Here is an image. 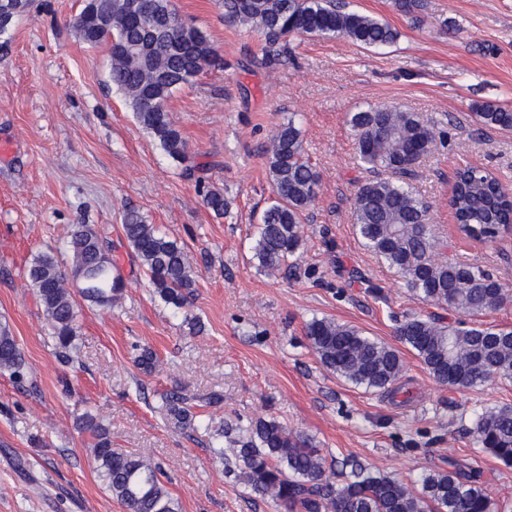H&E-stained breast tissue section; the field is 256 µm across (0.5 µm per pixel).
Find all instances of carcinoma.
<instances>
[{
  "label": "carcinoma",
  "instance_id": "cac0c4a2",
  "mask_svg": "<svg viewBox=\"0 0 512 512\" xmlns=\"http://www.w3.org/2000/svg\"><path fill=\"white\" fill-rule=\"evenodd\" d=\"M136 2L82 0L73 27L87 46L107 47L110 81L136 122L170 159L184 164L188 144L172 119L170 101L204 70L224 68V58L195 24L180 18L176 27H165L167 17L179 18L174 0H148V13L140 17L132 10ZM222 6L234 22L262 34L261 64L266 67L277 65L297 37H345L366 48L388 46L398 38L389 24L348 9L343 0H222ZM473 116L486 128L512 131L511 108L476 104ZM350 124L357 163L368 173L352 203L363 246L420 300L461 316L453 323L411 316L396 327V339L436 382L450 388L512 382V327L478 320L501 308L512 291L480 265L449 260L447 244L431 228L430 205L406 186L420 153H429L434 145V131L413 112L381 105L352 113ZM267 153L275 199L260 217L253 251L262 269L274 271L300 247L302 216L315 201L318 174L292 118L276 128ZM198 192L207 209L224 216V193L202 182ZM448 205L457 232L469 240L489 244L512 227V196L482 165L466 163L457 169ZM122 229L152 293L178 311L190 307L197 274L183 246L134 209L123 213ZM66 251L69 266H62L50 249L34 254L25 274L54 349L68 359L77 348L78 301L110 310L125 283L95 225H72ZM306 337L321 365L338 377L367 391L400 393L403 360L394 346L325 317L307 323ZM0 373L17 384L28 376L5 319H0ZM190 401L180 391L163 392L157 410L174 429L194 431L198 425ZM76 427L95 439L98 476L126 512H181L156 463L139 453L113 450L107 427L88 412L76 419ZM204 431L212 438L213 456L224 460V443H229L237 476L284 512H498L481 488L479 470L435 471L410 484L347 459L329 465L312 438L274 418L234 428L210 421ZM472 434L483 451L512 468L511 405L476 413ZM336 466L338 482L326 474Z\"/></svg>",
  "mask_w": 512,
  "mask_h": 512
}]
</instances>
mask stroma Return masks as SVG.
Wrapping results in <instances>:
<instances>
[{"label":"stroma","instance_id":"obj_1","mask_svg":"<svg viewBox=\"0 0 512 512\" xmlns=\"http://www.w3.org/2000/svg\"><path fill=\"white\" fill-rule=\"evenodd\" d=\"M347 2L389 23L397 41L374 49L305 36L267 68L261 34L226 19L217 0H175L226 61L171 101L195 165L190 175L109 84L106 49L79 40L71 19L80 0H43L17 21L0 60V140L13 144L0 157V318L11 324L30 375L18 385L0 374V512H126L98 477L92 437L74 426L87 411L109 424L114 449L145 452L162 466L182 512H284L225 473L204 431L165 424L157 395L176 388L193 397L198 421L274 418L329 457H354L407 482L456 460L480 470L499 512H512V468L469 433L475 410L512 405V383L439 385L405 347L408 396L392 398L327 371L305 335L308 321L328 317L392 344L406 317L456 318L413 295L354 231L363 175L349 116L369 104L416 113L434 128L436 146L410 187L430 205L449 259L483 265L512 284V233L491 244L466 241L448 206L454 173L467 161L512 188V132L471 118L477 102L512 107V0H423L413 15L393 0ZM290 118L320 179L301 247L271 274L253 256V234L273 199L269 138ZM201 180L223 191L226 215L204 206ZM128 208L184 243L197 273L191 312L203 335H186L182 314L150 295L123 236ZM73 224L97 225L126 287L112 310L82 308L81 349L65 360L25 269ZM140 345L159 358L153 373L135 363Z\"/></svg>","mask_w":512,"mask_h":512}]
</instances>
